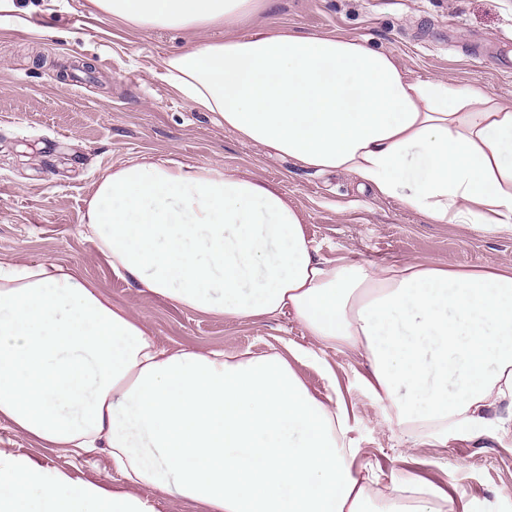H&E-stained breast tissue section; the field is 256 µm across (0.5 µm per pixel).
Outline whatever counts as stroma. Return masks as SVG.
<instances>
[{
  "mask_svg": "<svg viewBox=\"0 0 512 512\" xmlns=\"http://www.w3.org/2000/svg\"><path fill=\"white\" fill-rule=\"evenodd\" d=\"M22 19L0 20V262L77 270L113 304L132 307L159 344L226 354L290 356L315 345L290 316L240 320L203 314L113 271L82 234L99 178L149 158L254 177L287 193L307 220L319 258L346 264L417 260L451 267L512 266V235L463 224H432L393 199L359 189L345 173L318 174L268 155L212 113L193 110L165 81L163 62L224 30L132 29L87 0H26ZM261 23L302 34L337 32L393 53L419 78L480 82L512 101V0H275ZM338 397L349 413L356 472L380 497L408 479L468 503L472 512H512V401L486 407L481 435L449 430L447 443H412L394 410L378 407L364 379L367 360L329 354ZM0 448L75 481L99 482L110 460L47 448L0 422Z\"/></svg>",
  "mask_w": 512,
  "mask_h": 512,
  "instance_id": "stroma-1",
  "label": "stroma"
}]
</instances>
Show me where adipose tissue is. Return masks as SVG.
<instances>
[{"mask_svg": "<svg viewBox=\"0 0 512 512\" xmlns=\"http://www.w3.org/2000/svg\"><path fill=\"white\" fill-rule=\"evenodd\" d=\"M88 2L136 28L248 23L164 60L193 108L430 223L512 234V102L480 83L412 76L339 33L257 23L271 0ZM85 219L113 271L156 295L239 319L292 316L321 364L357 351L374 401L415 439L483 433L484 408L512 398L510 267L316 258L281 193L217 165L120 166ZM0 421L75 455L105 450L129 486L110 494L0 448V512H154L131 492L141 485L210 512H374L335 383L314 395L277 353L168 350L62 266L0 263Z\"/></svg>", "mask_w": 512, "mask_h": 512, "instance_id": "1", "label": "adipose tissue"}]
</instances>
